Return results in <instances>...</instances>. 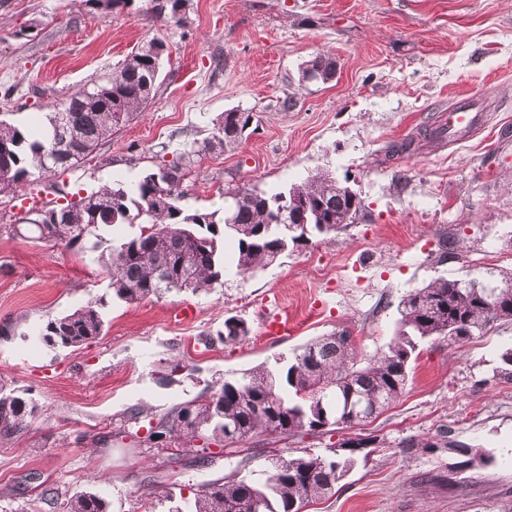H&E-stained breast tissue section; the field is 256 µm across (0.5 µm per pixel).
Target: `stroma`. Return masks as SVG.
<instances>
[{"label":"stroma","instance_id":"35a3bbf8","mask_svg":"<svg viewBox=\"0 0 512 512\" xmlns=\"http://www.w3.org/2000/svg\"><path fill=\"white\" fill-rule=\"evenodd\" d=\"M147 7L128 0L104 16L84 0H0V113L18 121L104 79L145 40L170 47L147 109L65 174L69 191L133 182L157 155L203 140L237 110L251 124L192 168L189 210H223L228 186L272 193L326 172L364 211L264 271L226 273L210 294L134 304L112 299L99 251L0 235V325L13 327L0 335V385L39 408L29 429L0 443V512H25L31 473L98 493L109 512H145L151 475L185 492L227 476L237 458L175 465L147 447L150 419L342 329L373 354L396 333L401 297L433 278L512 272V0H190L182 23ZM319 54L335 58V77L301 81V63ZM465 99L484 116L466 139L388 155ZM445 234L461 253L440 263ZM100 297L105 331L95 341H30L47 317ZM271 311L288 317L291 334H266ZM235 315L249 336L220 343ZM511 344L512 325L452 347L422 344L400 400L342 430L368 446L309 512H512V380L496 374ZM138 408L144 419L127 424ZM122 426L125 436L113 437ZM410 438L418 447H404ZM448 441L494 461L457 468Z\"/></svg>","mask_w":512,"mask_h":512}]
</instances>
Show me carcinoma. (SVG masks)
<instances>
[{
  "mask_svg": "<svg viewBox=\"0 0 512 512\" xmlns=\"http://www.w3.org/2000/svg\"><path fill=\"white\" fill-rule=\"evenodd\" d=\"M166 50V41L159 37L139 45L112 71V83L94 81L68 94L43 126L0 118V195L89 161L120 131L113 123L116 112L125 113L130 122L152 100L145 86L156 92ZM303 68L327 81L335 75L336 61L320 54ZM229 127L228 119H219L202 143L181 146L172 159L159 161L133 183L116 181L71 194L65 185L53 183L50 192L65 202L44 206L35 219L1 224L0 230L45 246L90 243L97 249L102 228L137 227L102 260L112 297L133 304L167 294L210 293L222 283L230 263L241 274H253L307 245L311 236L355 222L362 201L336 194V184L323 175L274 193L245 186L227 189L220 222L214 212L188 211L183 204L185 177L202 157L238 143ZM62 143L66 148L60 159L46 160ZM303 200L312 209H323L325 226L309 224L304 230L281 223V210ZM506 280L512 281V274L502 271H489L480 280L437 277L399 301V329L386 348L361 356L347 331L320 336L302 345L292 359H279L273 369L262 366L213 383L158 418L147 440L158 448L176 438L187 451L204 450L210 442L232 446L260 436L286 440L310 432L323 435L374 419L403 396L411 358L421 342L462 344L495 325L512 324V307L486 302ZM102 306L101 300L92 299L47 318L36 332L38 342L54 349L79 348L97 339L104 333ZM249 333L246 323L226 324L219 340L232 345ZM36 412L34 403L1 386L0 441L28 429ZM354 461L355 453L340 454L334 447L282 454L248 476L232 474L198 485L193 497L184 499L185 509L175 512H250L258 497L270 504L262 512H302L330 495ZM38 488L33 506L24 512H38L42 504L56 512H109V503L97 493L81 491L62 501L60 485L44 480ZM172 498L158 482L147 484L146 512H155V506Z\"/></svg>",
  "mask_w": 512,
  "mask_h": 512,
  "instance_id": "1",
  "label": "carcinoma"
}]
</instances>
